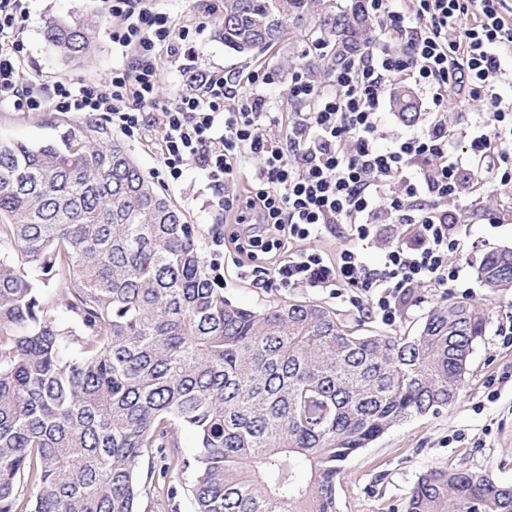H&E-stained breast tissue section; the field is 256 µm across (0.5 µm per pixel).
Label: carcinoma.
Returning a JSON list of instances; mask_svg holds the SVG:
<instances>
[{"label":"carcinoma","mask_w":512,"mask_h":512,"mask_svg":"<svg viewBox=\"0 0 512 512\" xmlns=\"http://www.w3.org/2000/svg\"><path fill=\"white\" fill-rule=\"evenodd\" d=\"M318 2L224 0L215 22L225 46L261 52ZM323 25L325 69L373 42L364 0ZM93 29L55 20L46 38L74 60ZM393 104L419 118L409 89ZM478 276L512 288V249L488 253ZM485 325L468 301L433 307L414 336L362 333L317 301L237 306L212 287L184 214L103 124L38 146L0 138V512H139L159 479L191 467L195 512H336L339 463L452 404ZM180 426L198 436L191 459ZM405 512H512V486L432 469Z\"/></svg>","instance_id":"cac0c4a2"}]
</instances>
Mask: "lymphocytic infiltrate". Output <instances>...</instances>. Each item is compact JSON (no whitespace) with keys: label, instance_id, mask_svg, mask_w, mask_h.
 <instances>
[{"label":"lymphocytic infiltrate","instance_id":"lymphocytic-infiltrate-1","mask_svg":"<svg viewBox=\"0 0 512 512\" xmlns=\"http://www.w3.org/2000/svg\"><path fill=\"white\" fill-rule=\"evenodd\" d=\"M112 41L126 62L103 85L59 79L22 82L25 0H0V106L18 112L107 113L127 137L147 131V115H162L157 143L171 179L193 160L215 192L214 205L231 222L246 225L249 240L271 237L270 281L283 288H313L349 301L382 322L395 324L400 301L417 285L434 288L458 280L448 255L464 249L467 231L448 221L442 201L472 205L485 187L512 184V100L499 85L512 79V0H366L376 30L372 45L350 51L324 84L304 70L291 75L290 111L259 94L271 76L257 67L246 75L188 66L193 27L178 24L159 0H103ZM185 62L189 89L160 99L163 59ZM407 81L429 95V125L380 146L379 114L390 89ZM235 101L227 110L226 101ZM481 100L463 144L448 127L447 110L468 111ZM260 160L255 185L245 194L225 192L250 160ZM412 231L378 263L347 247L327 253L310 240L343 225L349 238L380 234L379 202Z\"/></svg>","mask_w":512,"mask_h":512}]
</instances>
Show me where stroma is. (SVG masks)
Segmentation results:
<instances>
[{
	"label": "stroma",
	"instance_id": "stroma-1",
	"mask_svg": "<svg viewBox=\"0 0 512 512\" xmlns=\"http://www.w3.org/2000/svg\"><path fill=\"white\" fill-rule=\"evenodd\" d=\"M163 6L180 24L200 26L193 43L195 67L236 72L268 65L273 79L262 93L278 102L282 111H289L288 75L295 70L312 39L320 37L317 19L302 25L289 23L275 47L246 57L225 47L201 0H164ZM28 7L24 33L27 53L20 68L22 82L66 78L97 86L111 76L113 69L123 66L125 58L112 42L111 24L100 0H28ZM55 19L95 22L94 43L84 58L64 59L47 41L45 29ZM80 119V114L74 112H16L5 108L0 110V138L32 145L56 142ZM123 143L157 190L185 214L201 252H208L216 232H236V225L217 216L211 204L212 192L195 165L186 164L183 177L175 182L161 162L153 137H127ZM468 240L466 250L448 257L449 263L460 269L458 280L442 288H413L402 306L401 321L392 326L364 309L321 292L289 290L270 282L241 279L232 263L224 265V296L238 306L262 309L286 301L311 299L336 311L347 325H360L366 332L414 335L428 310L446 300L468 299L485 312L484 335L473 348L456 401L439 411L395 425L341 462L336 484L337 512H404L418 477L432 468L462 466L498 483L512 485V288L488 292L476 273L486 253L495 248H512V217L494 225L476 220L469 226ZM195 477L191 469L173 475L177 496L170 500L149 492L142 497V512H194L188 488Z\"/></svg>",
	"mask_w": 512,
	"mask_h": 512
}]
</instances>
